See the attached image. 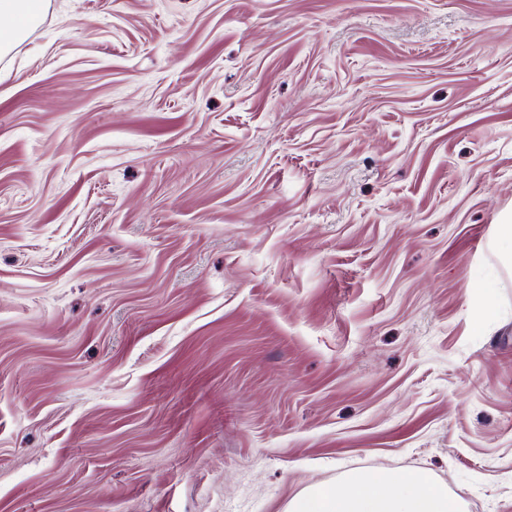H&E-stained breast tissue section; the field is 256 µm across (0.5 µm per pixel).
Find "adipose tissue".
<instances>
[{
	"label": "adipose tissue",
	"instance_id": "obj_1",
	"mask_svg": "<svg viewBox=\"0 0 512 512\" xmlns=\"http://www.w3.org/2000/svg\"><path fill=\"white\" fill-rule=\"evenodd\" d=\"M49 0H0V56L38 27ZM288 512H462L458 498L422 472L371 469L349 473L339 491L315 487L295 496Z\"/></svg>",
	"mask_w": 512,
	"mask_h": 512
}]
</instances>
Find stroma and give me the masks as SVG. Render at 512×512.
<instances>
[{"instance_id":"obj_1","label":"stroma","mask_w":512,"mask_h":512,"mask_svg":"<svg viewBox=\"0 0 512 512\" xmlns=\"http://www.w3.org/2000/svg\"><path fill=\"white\" fill-rule=\"evenodd\" d=\"M508 208L512 0H51L0 60V512H512ZM497 237L492 242L494 248L505 265L512 266V211H503L498 218ZM289 512H461L458 498L422 472L371 469L349 473L340 491L311 488L295 496Z\"/></svg>"}]
</instances>
